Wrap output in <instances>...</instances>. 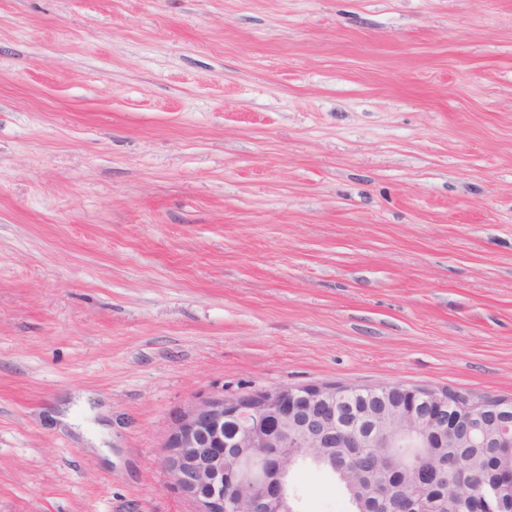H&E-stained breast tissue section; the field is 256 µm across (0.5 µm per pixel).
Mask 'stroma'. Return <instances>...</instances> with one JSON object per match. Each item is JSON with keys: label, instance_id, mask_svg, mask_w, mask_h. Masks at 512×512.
Returning <instances> with one entry per match:
<instances>
[{"label": "stroma", "instance_id": "1", "mask_svg": "<svg viewBox=\"0 0 512 512\" xmlns=\"http://www.w3.org/2000/svg\"><path fill=\"white\" fill-rule=\"evenodd\" d=\"M325 384L512 396V0H0V512Z\"/></svg>", "mask_w": 512, "mask_h": 512}]
</instances>
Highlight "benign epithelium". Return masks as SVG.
I'll list each match as a JSON object with an SVG mask.
<instances>
[{
    "instance_id": "benign-epithelium-1",
    "label": "benign epithelium",
    "mask_w": 512,
    "mask_h": 512,
    "mask_svg": "<svg viewBox=\"0 0 512 512\" xmlns=\"http://www.w3.org/2000/svg\"><path fill=\"white\" fill-rule=\"evenodd\" d=\"M342 394L322 385L203 395L176 416L160 466L194 512H289L301 461L410 441L439 452H396L387 473H361L365 512H512V469L495 462L512 458V397L384 385L376 406L347 421Z\"/></svg>"
}]
</instances>
